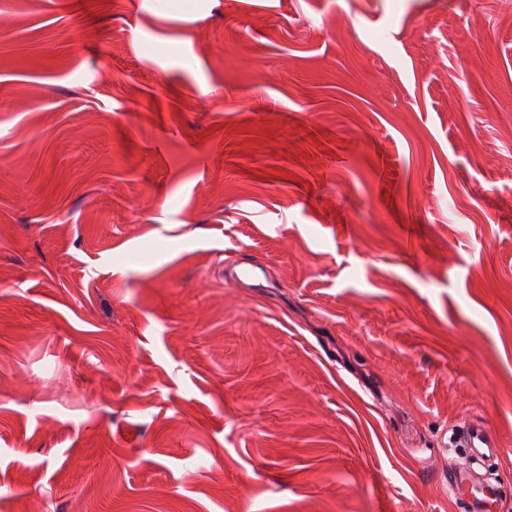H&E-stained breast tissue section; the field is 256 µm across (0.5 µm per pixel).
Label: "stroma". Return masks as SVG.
I'll use <instances>...</instances> for the list:
<instances>
[{
	"label": "stroma",
	"mask_w": 512,
	"mask_h": 512,
	"mask_svg": "<svg viewBox=\"0 0 512 512\" xmlns=\"http://www.w3.org/2000/svg\"><path fill=\"white\" fill-rule=\"evenodd\" d=\"M509 161L512 0H0V512H512ZM458 442L463 448L486 449L492 452L499 447L497 439L483 423H468L460 432ZM456 503H461L464 512H489L497 497V488L493 485L479 487L472 485L465 475L449 481Z\"/></svg>",
	"instance_id": "1"
}]
</instances>
